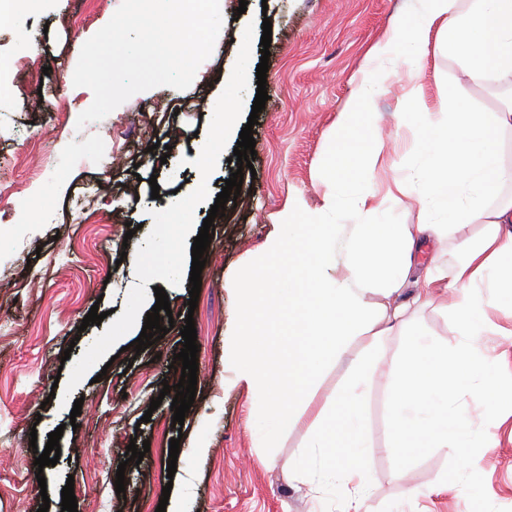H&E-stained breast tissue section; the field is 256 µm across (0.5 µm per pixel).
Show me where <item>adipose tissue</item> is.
Masks as SVG:
<instances>
[{"instance_id": "obj_1", "label": "adipose tissue", "mask_w": 512, "mask_h": 512, "mask_svg": "<svg viewBox=\"0 0 512 512\" xmlns=\"http://www.w3.org/2000/svg\"><path fill=\"white\" fill-rule=\"evenodd\" d=\"M412 15L407 38L391 33L369 47V58L390 67L354 80L332 132L336 138L347 132L355 105L398 78L397 126L413 144L397 175L378 180L389 151L380 118L372 116L370 143L349 171L326 182L318 207L289 203L261 258L231 283L240 309L227 352L235 384L251 395L258 445L276 447L282 428L304 426L313 453L289 469L314 490L335 477L339 512H361L369 490L365 450L372 439L363 406L374 378L387 382L385 448L404 467L417 451L435 448L478 469L484 434L475 416L512 420V398L499 394L498 367L478 345L489 333L512 338V327L493 319L497 297L512 296V166L505 160L512 135V0H415ZM438 50L459 71L438 83L430 107L419 66ZM466 86L493 99L494 108L463 97ZM407 198L417 205V221L396 223ZM466 224L484 225L485 232L474 242L455 241ZM428 242L449 243L448 259L414 275V255ZM411 282L416 293L407 301L401 293ZM448 289L457 332L451 347L424 337L415 318ZM395 329L404 344L380 363L375 353ZM337 363L345 366L341 386L311 408V391ZM466 392L474 410L456 405Z\"/></svg>"}]
</instances>
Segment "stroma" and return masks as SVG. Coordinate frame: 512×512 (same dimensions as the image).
Listing matches in <instances>:
<instances>
[{
  "label": "stroma",
  "mask_w": 512,
  "mask_h": 512,
  "mask_svg": "<svg viewBox=\"0 0 512 512\" xmlns=\"http://www.w3.org/2000/svg\"><path fill=\"white\" fill-rule=\"evenodd\" d=\"M121 0H37L0 28V185L30 182L25 195H0V512H61V490L73 482L78 512H337L332 485L314 492L289 483L288 465L306 452L304 428L280 432L277 445H255L251 397L233 386L224 353L236 327L237 293L230 289L246 262L278 229L291 201L319 205L322 182L348 169L369 143L372 113L382 116L392 161L410 148L396 137L402 83L364 102L352 132L330 130L362 71L387 68L367 50L394 21L410 15L409 0H224L219 53L199 67L185 90L161 86L135 94L104 119L77 128L93 93L73 84L82 45L105 26ZM272 23L266 88L253 126V173L244 174L235 205L216 217L211 245L220 262H206L196 308H189L193 229L201 228L230 157L248 123L257 93L256 68L264 21ZM35 35L34 47L23 38ZM250 41L240 58L235 40ZM235 84L236 120L222 151L200 177L195 149L216 136L213 114L224 87ZM120 166H111V159ZM159 198H152V191ZM186 200L185 223L159 225L171 197ZM135 234H128V224ZM177 274L156 282L133 273L144 255ZM164 288L171 313L161 316L164 338L143 350L141 333L112 337V324L132 307L150 312ZM105 317L84 325L91 307ZM193 316L199 352L196 397L183 426L172 423V395L180 368L173 355ZM161 398L158 408L150 401ZM80 416H72L75 400ZM373 448L366 463L373 488L367 512H512V429L483 423L487 447L479 471L452 455L420 453L400 475L385 451L386 388L376 379L366 404ZM76 427H69V420ZM62 430L60 459L37 468L39 448ZM179 438L175 475H168L169 441ZM146 440L142 462L127 461L131 439ZM125 494L117 496V469ZM448 490L437 493L439 485ZM170 495H163V487Z\"/></svg>",
  "instance_id": "35a3bbf8"
}]
</instances>
